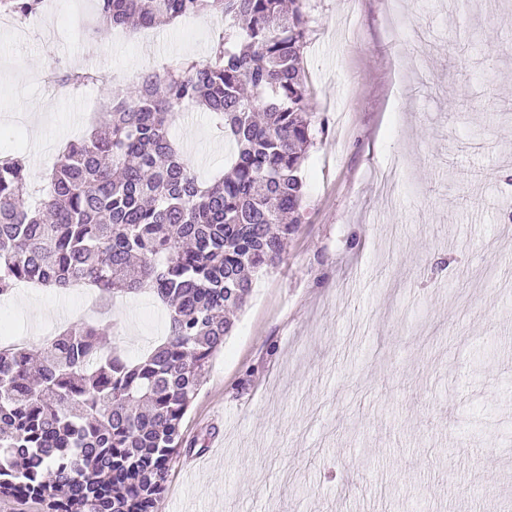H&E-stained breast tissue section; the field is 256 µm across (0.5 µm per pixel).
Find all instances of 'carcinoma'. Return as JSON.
I'll return each mask as SVG.
<instances>
[{
	"label": "carcinoma",
	"mask_w": 512,
	"mask_h": 512,
	"mask_svg": "<svg viewBox=\"0 0 512 512\" xmlns=\"http://www.w3.org/2000/svg\"><path fill=\"white\" fill-rule=\"evenodd\" d=\"M42 0H0L22 19ZM306 0H97L108 26L224 18L208 60L151 72L112 96L99 128L58 156L39 202L25 162L0 155V297L21 282L97 290L102 306L153 294L164 340L127 356L114 326L80 322L37 346L0 347V496L43 512H159L182 421L232 331L252 278L285 261L303 217L318 118L307 86ZM69 90L103 78L57 65ZM220 119L235 155L198 179L170 137L178 113Z\"/></svg>",
	"instance_id": "1"
}]
</instances>
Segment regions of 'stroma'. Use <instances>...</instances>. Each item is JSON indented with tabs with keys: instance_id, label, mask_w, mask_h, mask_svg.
Returning <instances> with one entry per match:
<instances>
[{
	"instance_id": "obj_1",
	"label": "stroma",
	"mask_w": 512,
	"mask_h": 512,
	"mask_svg": "<svg viewBox=\"0 0 512 512\" xmlns=\"http://www.w3.org/2000/svg\"><path fill=\"white\" fill-rule=\"evenodd\" d=\"M308 0L307 82L325 129L303 166L304 222L255 279L184 416L159 512H512V0ZM95 0L0 16V152L39 196L61 149L152 70L209 58L202 15L94 42ZM103 77L48 86L56 63ZM49 142L30 144L32 122ZM173 135L204 181L232 152L202 108ZM409 162L384 203L380 169ZM31 288L14 335L81 319ZM130 357L158 342L149 295L113 309Z\"/></svg>"
}]
</instances>
